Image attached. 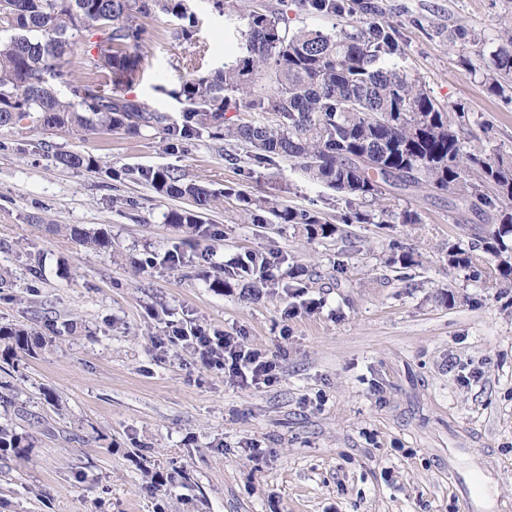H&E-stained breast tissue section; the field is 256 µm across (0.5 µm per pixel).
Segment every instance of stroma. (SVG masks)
<instances>
[{"mask_svg":"<svg viewBox=\"0 0 512 512\" xmlns=\"http://www.w3.org/2000/svg\"><path fill=\"white\" fill-rule=\"evenodd\" d=\"M339 2L327 15L243 0L229 17L186 0L198 19L188 38L176 16L136 17L147 50L124 94L179 122L174 90L244 55L253 11L292 32L380 18L409 78L465 108L466 144L512 158V82L493 96L476 74L478 49L512 26V0ZM60 149L97 166L62 168ZM161 168L215 193L207 242L185 244L165 223L176 200L141 177ZM241 192L317 210L338 231L251 223ZM357 209L366 222L344 223L343 196L288 159L257 166L242 142L0 131V326L43 338L11 357L0 342L14 400L0 424L29 441L0 451V512H512V286L448 266L449 244L468 242L482 216L424 190ZM387 210L419 221L383 223ZM71 224L104 231L111 249L80 246ZM395 243L418 265L389 264ZM168 250L182 263L147 264ZM252 250L275 253L274 290L212 287ZM292 268L304 286L290 292ZM195 325L274 359V379L242 381L171 342Z\"/></svg>","mask_w":512,"mask_h":512,"instance_id":"35a3bbf8","label":"stroma"}]
</instances>
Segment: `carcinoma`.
Returning a JSON list of instances; mask_svg holds the SVG:
<instances>
[{
	"label": "carcinoma",
	"mask_w": 512,
	"mask_h": 512,
	"mask_svg": "<svg viewBox=\"0 0 512 512\" xmlns=\"http://www.w3.org/2000/svg\"><path fill=\"white\" fill-rule=\"evenodd\" d=\"M57 2L0 0V129L27 121L42 130L137 136L144 128L159 127L173 145L204 134L240 141L253 148L255 162L291 159L312 180L346 196L350 205L379 201L389 189L446 192L487 219L467 246L448 245V268L512 282V262L502 259L512 250V161H492L478 149H466L450 109L439 106L392 62L398 45L386 22L373 21L358 33L302 28L290 34L278 15L253 12L245 33L246 55L185 80L177 92L185 103L181 122L168 125L165 115L126 98L120 89L139 78L145 50L144 30L131 24L133 15L172 14L191 22L185 0H69L84 9L82 28L104 26L101 55L107 64L90 57L87 66L109 71L111 92L71 69L72 33L56 22L50 5ZM499 40L482 72L487 92L496 96L504 93L501 79L512 77V27L503 29ZM265 71L273 74L274 89L257 91L255 78ZM46 73L70 85L69 99L41 80ZM241 110L267 113L273 120L226 123V113ZM54 158L65 169L96 168L92 157L73 151H57ZM141 176L160 195L190 203L165 213V223L190 242L207 236L204 215L213 202L208 189L175 169ZM239 201L254 224L268 223L270 214L279 224L303 227L312 238L336 234V225L316 210L269 197L242 196ZM68 230L82 246H112L103 232L78 224ZM270 267L266 254L249 251L229 275L247 281ZM0 341L28 352L40 344L31 332L7 326L0 327ZM23 447L21 435L0 426V451Z\"/></svg>",
	"instance_id": "carcinoma-1"
}]
</instances>
